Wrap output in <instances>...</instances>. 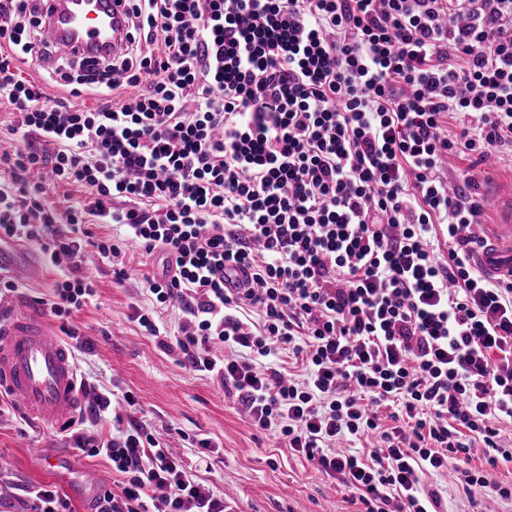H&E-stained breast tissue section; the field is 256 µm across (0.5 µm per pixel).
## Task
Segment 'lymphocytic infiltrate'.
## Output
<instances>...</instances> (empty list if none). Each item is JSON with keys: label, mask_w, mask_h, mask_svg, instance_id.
Wrapping results in <instances>:
<instances>
[{"label": "lymphocytic infiltrate", "mask_w": 512, "mask_h": 512, "mask_svg": "<svg viewBox=\"0 0 512 512\" xmlns=\"http://www.w3.org/2000/svg\"><path fill=\"white\" fill-rule=\"evenodd\" d=\"M127 7V52L90 76L55 55L54 96L21 74L54 55L36 6L0 0V232L58 273L51 315L95 297L88 249L121 252L89 220L121 225L162 259L145 284L183 313L172 347L364 512H441L423 478L450 469L488 486L465 462H512V279L477 266L484 198L442 159L512 150V0ZM72 439L121 478L95 512H228L136 419Z\"/></svg>", "instance_id": "1"}]
</instances>
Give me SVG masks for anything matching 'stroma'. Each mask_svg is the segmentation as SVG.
Instances as JSON below:
<instances>
[{"label": "stroma", "instance_id": "1", "mask_svg": "<svg viewBox=\"0 0 512 512\" xmlns=\"http://www.w3.org/2000/svg\"><path fill=\"white\" fill-rule=\"evenodd\" d=\"M446 175L453 182L475 178L492 198L512 185V162L474 167L455 158ZM86 267L95 282L92 303L54 325L62 333L77 329L93 341L92 350L74 358L87 401L105 390L133 395L139 419L176 448L191 474L223 493L233 512H360L349 490L255 427L208 373L190 369L181 355L160 346V336L176 333L179 308L160 311L159 336L143 333L135 314L153 307L144 279L160 272L157 257L132 247L113 260L91 252ZM121 267L128 271L123 280L114 274ZM201 438L209 440V448L198 447ZM69 445L59 427L37 422L10 397L0 398V467L7 470L0 480V512H18L20 486L53 483L45 458ZM425 483L442 488L445 512H512V500L496 498L491 489L468 492L445 475Z\"/></svg>", "mask_w": 512, "mask_h": 512}]
</instances>
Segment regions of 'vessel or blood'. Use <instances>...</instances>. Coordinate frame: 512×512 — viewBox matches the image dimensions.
<instances>
[{
	"label": "vessel or blood",
	"mask_w": 512,
	"mask_h": 512,
	"mask_svg": "<svg viewBox=\"0 0 512 512\" xmlns=\"http://www.w3.org/2000/svg\"><path fill=\"white\" fill-rule=\"evenodd\" d=\"M43 30L58 53L93 66L128 46L125 0H37ZM500 220L477 254L487 272H512V198L496 201ZM42 278L41 253L0 236V270ZM6 393L45 424H60L82 404V387L65 340L29 307L14 310L0 300V393Z\"/></svg>",
	"instance_id": "vessel-or-blood-1"
}]
</instances>
